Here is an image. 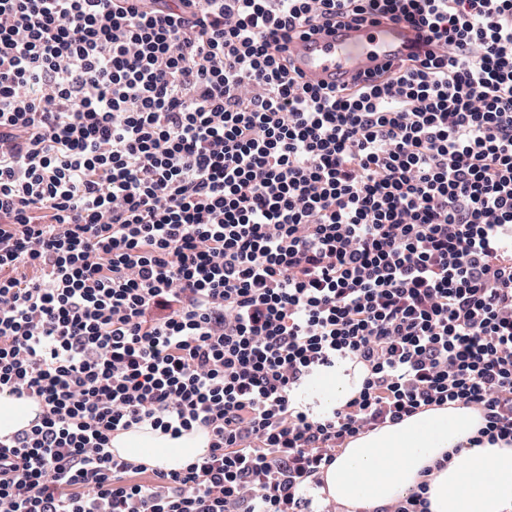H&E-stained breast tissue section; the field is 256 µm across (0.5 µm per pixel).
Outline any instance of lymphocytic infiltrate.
<instances>
[{
    "instance_id": "obj_1",
    "label": "lymphocytic infiltrate",
    "mask_w": 512,
    "mask_h": 512,
    "mask_svg": "<svg viewBox=\"0 0 512 512\" xmlns=\"http://www.w3.org/2000/svg\"><path fill=\"white\" fill-rule=\"evenodd\" d=\"M405 23L351 87L297 35ZM351 362L358 390L301 399ZM0 512H313L445 405L512 445V0H0ZM207 435L185 468L115 434ZM38 411L39 408L34 403L0 397V435H7L27 426Z\"/></svg>"
}]
</instances>
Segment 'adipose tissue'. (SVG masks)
Here are the masks:
<instances>
[{
    "mask_svg": "<svg viewBox=\"0 0 512 512\" xmlns=\"http://www.w3.org/2000/svg\"><path fill=\"white\" fill-rule=\"evenodd\" d=\"M482 425L477 410L449 405L360 435L326 469L328 497L349 512H375L425 479L430 512H512V446L472 445ZM114 445L126 459L169 471L203 452L207 439L139 430L119 435ZM440 460L445 468H437Z\"/></svg>",
    "mask_w": 512,
    "mask_h": 512,
    "instance_id": "ef3b65f1",
    "label": "adipose tissue"
}]
</instances>
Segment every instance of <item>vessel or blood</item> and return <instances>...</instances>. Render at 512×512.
<instances>
[{
  "label": "vessel or blood",
  "instance_id": "b4317fda",
  "mask_svg": "<svg viewBox=\"0 0 512 512\" xmlns=\"http://www.w3.org/2000/svg\"><path fill=\"white\" fill-rule=\"evenodd\" d=\"M419 35L407 25L339 28L294 38L286 49L306 81L341 87L408 54Z\"/></svg>",
  "mask_w": 512,
  "mask_h": 512
}]
</instances>
